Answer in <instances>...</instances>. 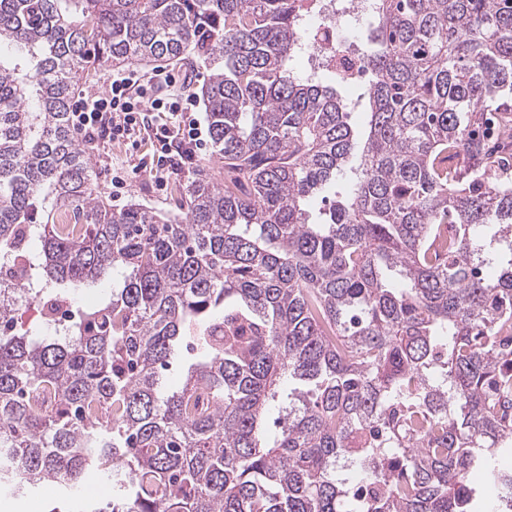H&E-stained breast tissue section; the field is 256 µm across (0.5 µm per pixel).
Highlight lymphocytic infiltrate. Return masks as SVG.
<instances>
[{
	"instance_id": "1",
	"label": "lymphocytic infiltrate",
	"mask_w": 512,
	"mask_h": 512,
	"mask_svg": "<svg viewBox=\"0 0 512 512\" xmlns=\"http://www.w3.org/2000/svg\"><path fill=\"white\" fill-rule=\"evenodd\" d=\"M190 76L164 67L149 72L125 69L113 72L107 90L99 95L81 93L70 112L77 138L91 146L124 139L140 126L154 129L153 151L133 167L115 165L113 185L123 184L127 172L147 171L156 175L178 174L192 166L204 145L200 124L193 115L195 100L188 92ZM173 88L171 101L153 97L157 85ZM165 111L163 121L150 120V113Z\"/></svg>"
}]
</instances>
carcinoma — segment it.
<instances>
[{"mask_svg":"<svg viewBox=\"0 0 512 512\" xmlns=\"http://www.w3.org/2000/svg\"><path fill=\"white\" fill-rule=\"evenodd\" d=\"M309 0H0V252L34 303L122 273L66 335L0 301V488L97 512H512V0H376L363 131L291 67ZM201 66L224 183L114 212L68 116L90 63ZM336 200L310 221V203ZM67 210L73 224H59ZM196 350L181 386L162 370ZM280 434L268 435L272 408Z\"/></svg>","mask_w":512,"mask_h":512,"instance_id":"1","label":"carcinoma"}]
</instances>
